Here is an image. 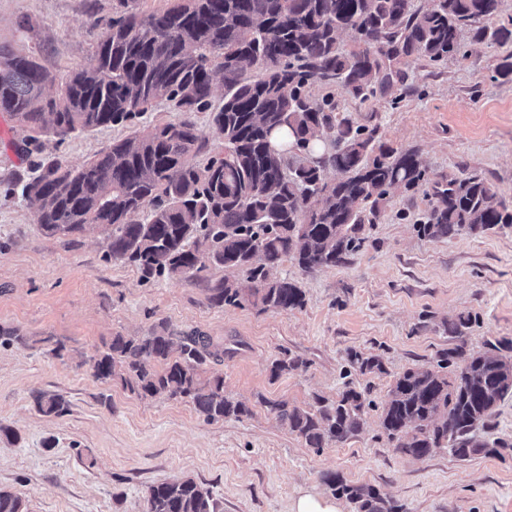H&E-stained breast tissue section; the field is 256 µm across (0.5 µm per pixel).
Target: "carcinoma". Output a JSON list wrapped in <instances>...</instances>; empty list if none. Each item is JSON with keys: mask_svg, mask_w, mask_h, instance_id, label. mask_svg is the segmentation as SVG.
Returning a JSON list of instances; mask_svg holds the SVG:
<instances>
[{"mask_svg": "<svg viewBox=\"0 0 512 512\" xmlns=\"http://www.w3.org/2000/svg\"><path fill=\"white\" fill-rule=\"evenodd\" d=\"M97 34L94 54L61 79L58 96L44 97L54 77L32 56L0 47V112L35 133L65 139L99 127L134 129L80 168L51 159L23 186L48 236L98 230L105 259L137 266L143 277L197 278L209 266L237 272L209 287L211 304L262 312L304 305V293L272 276L285 260L311 272L335 267L359 251L366 215L377 216L395 189L428 182L416 154L383 142L378 129L340 118L331 97L308 87L337 86L365 102L401 79L398 65L422 57L439 65L467 53L463 33L480 42L512 44V16L502 0H174L166 10L139 14L128 0ZM350 31L357 46L346 49ZM224 99L212 104L216 78ZM184 114L178 122L142 125L154 105ZM210 113L224 152L204 165L189 162L205 140L194 116ZM288 132L277 146L272 135ZM336 177L328 176L329 170ZM437 204L419 235L450 238L512 227V204L492 185L470 176L433 185ZM512 350L489 344L476 356L455 348L435 369H408L387 394L381 427L414 458L446 448L460 460L491 457L508 447L477 436L494 408L512 396ZM224 357V348L197 332L173 335L163 324L146 336L112 337L93 359L99 380L120 379L140 398L186 399L208 423L250 413L224 394V378L200 379L197 369ZM363 372H381L377 356L352 354ZM283 356L278 375L304 366ZM309 448L343 442L363 427L364 393L348 387L317 408L262 400ZM46 415L67 411L57 396H39ZM325 482L353 512H404L369 484L328 474ZM0 512H26L23 500L0 489ZM146 512H217L209 490L192 478L149 488Z\"/></svg>", "mask_w": 512, "mask_h": 512, "instance_id": "carcinoma-1", "label": "carcinoma"}]
</instances>
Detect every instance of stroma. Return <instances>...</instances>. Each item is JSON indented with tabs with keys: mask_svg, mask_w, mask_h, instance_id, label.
<instances>
[{
	"mask_svg": "<svg viewBox=\"0 0 512 512\" xmlns=\"http://www.w3.org/2000/svg\"><path fill=\"white\" fill-rule=\"evenodd\" d=\"M117 6L0 0V45L35 55L60 76L91 57V21L107 24ZM505 53L493 41H472L467 55L440 65L409 60L393 91L364 103L312 85L313 95L334 97L339 116L378 126L384 141L416 152L430 182L393 191L347 263L313 272L289 261L276 267L305 294L304 306L288 312L211 305L209 283L228 275L221 267L196 279L146 280L132 264L105 260L99 233L47 236L22 194L34 162L81 166L126 131L46 135L28 153V129L0 112V327L29 339L0 345V425L18 436L0 439V488L29 512H145L150 486L190 477L210 490L219 512H292L303 494L331 497L324 477L337 473L375 486L406 512H512L511 397L478 432L505 442L496 457L461 461L444 449L416 459L380 426L388 390L405 370L434 367L449 349L477 354L490 341L512 340V228L444 239L414 229L435 204V181L476 176L512 204V76L496 71ZM461 315L473 316L472 327L449 335V321ZM161 323L233 348L198 373L223 376L225 394L245 402L248 415L209 423L190 402L142 399L119 380L94 377L93 359L113 336H143ZM354 352L378 356L383 371L352 368ZM285 353L305 368L272 376ZM348 385L371 402L363 428L320 450L264 405L284 399L310 409ZM43 393L62 397L67 412L39 411Z\"/></svg>",
	"mask_w": 512,
	"mask_h": 512,
	"instance_id": "35a3bbf8",
	"label": "stroma"
}]
</instances>
